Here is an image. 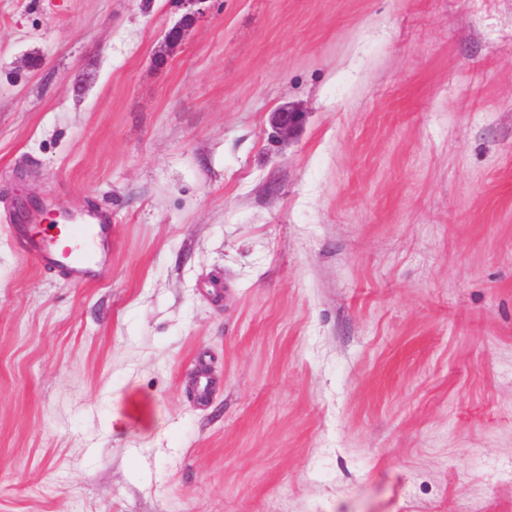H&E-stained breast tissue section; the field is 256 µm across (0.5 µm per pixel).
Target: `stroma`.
<instances>
[{
  "label": "stroma",
  "instance_id": "1",
  "mask_svg": "<svg viewBox=\"0 0 512 512\" xmlns=\"http://www.w3.org/2000/svg\"><path fill=\"white\" fill-rule=\"evenodd\" d=\"M181 15L0 0V512H512V0ZM186 12L182 15L180 20L164 33L163 43L168 48H173L179 45L186 32L194 25L196 17L200 14V8L194 9L195 6L205 3L206 0H175ZM307 116V112H298L288 106L279 108L270 118L271 138L276 141L289 140L304 125ZM69 224H46L40 235L19 228L26 254L43 269L59 273L78 285L112 279V214L88 207ZM64 255L68 256L67 258Z\"/></svg>",
  "mask_w": 512,
  "mask_h": 512
}]
</instances>
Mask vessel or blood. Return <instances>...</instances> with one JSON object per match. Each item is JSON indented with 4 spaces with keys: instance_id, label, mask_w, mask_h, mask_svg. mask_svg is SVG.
I'll list each match as a JSON object with an SVG mask.
<instances>
[{
    "instance_id": "b4317fda",
    "label": "vessel or blood",
    "mask_w": 512,
    "mask_h": 512,
    "mask_svg": "<svg viewBox=\"0 0 512 512\" xmlns=\"http://www.w3.org/2000/svg\"><path fill=\"white\" fill-rule=\"evenodd\" d=\"M26 254L43 269L79 285L112 278V215L90 207L66 224L45 225L40 235L21 232Z\"/></svg>"
}]
</instances>
